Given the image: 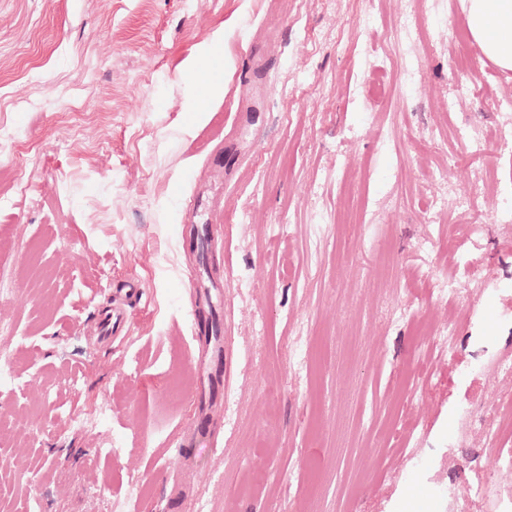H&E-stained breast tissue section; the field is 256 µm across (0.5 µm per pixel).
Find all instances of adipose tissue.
<instances>
[{
  "label": "adipose tissue",
  "instance_id": "ef3b65f1",
  "mask_svg": "<svg viewBox=\"0 0 512 512\" xmlns=\"http://www.w3.org/2000/svg\"><path fill=\"white\" fill-rule=\"evenodd\" d=\"M467 28L482 53L501 70L512 71V0H467ZM209 49L200 46L184 61V71L202 72L201 92L193 93L190 110L201 114L205 99L219 97L224 90L220 73H204Z\"/></svg>",
  "mask_w": 512,
  "mask_h": 512
}]
</instances>
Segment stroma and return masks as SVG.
Listing matches in <instances>:
<instances>
[{
  "label": "stroma",
  "mask_w": 512,
  "mask_h": 512,
  "mask_svg": "<svg viewBox=\"0 0 512 512\" xmlns=\"http://www.w3.org/2000/svg\"><path fill=\"white\" fill-rule=\"evenodd\" d=\"M410 10L432 40L404 48ZM467 31L463 0H0V122L17 136L0 147V366L19 377L0 414L20 423L0 433V512H168L176 484L195 512H401L409 496L415 512H459L475 461L498 481L483 512H501L512 465L475 422L512 405V290L497 286L512 224L493 222L487 192L481 237L453 232L475 172L512 181L498 107L512 71L471 45L475 95L449 104ZM214 44L224 92L189 134L182 64ZM378 70L381 103L365 96ZM463 124L478 159L453 135ZM28 180L34 199L17 197ZM183 224L222 225L223 249L179 243ZM465 264L476 280L446 351L413 323L447 321L424 275ZM188 276L224 282L236 422L177 455L198 388ZM131 279L147 299L105 345L98 315ZM410 386L402 447H373ZM102 406L108 426L70 429V411ZM132 479L148 495L125 498Z\"/></svg>",
  "instance_id": "1"
}]
</instances>
